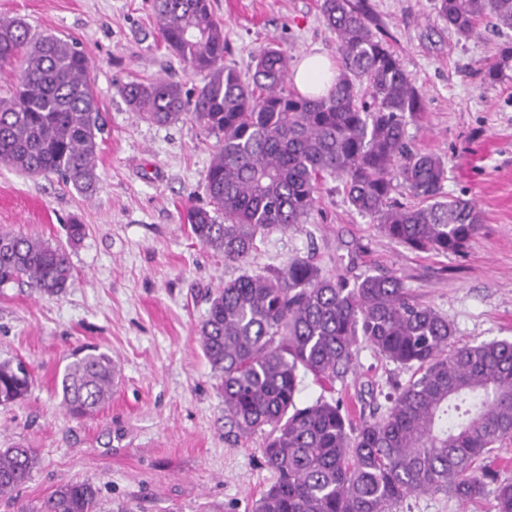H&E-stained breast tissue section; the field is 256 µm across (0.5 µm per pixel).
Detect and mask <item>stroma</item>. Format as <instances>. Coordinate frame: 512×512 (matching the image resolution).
I'll return each instance as SVG.
<instances>
[{
  "label": "stroma",
  "mask_w": 512,
  "mask_h": 512,
  "mask_svg": "<svg viewBox=\"0 0 512 512\" xmlns=\"http://www.w3.org/2000/svg\"><path fill=\"white\" fill-rule=\"evenodd\" d=\"M398 55L424 100L409 123L415 149L447 163L443 192L477 203L481 231L465 253L419 252L384 236L348 203L341 182L325 179L307 223L256 240L251 267H279L297 255L325 273L353 279L393 273L411 296L448 317L455 345L512 340V69L484 79L512 30L479 22L464 40L439 17L436 0H354ZM153 0H0V18L33 32L75 38L91 61L106 120L90 195L56 177H27L0 167V228L60 244L73 266L55 297L26 284L0 287V359L24 360L34 384L20 402L0 405V448L36 449L31 480L0 498V512H36L58 486L88 481L101 512H252L275 477L263 462L267 439L247 437L224 417V397L198 340L210 292L240 275L204 246L183 221L188 206L208 203L205 173L217 139L191 113L163 125L127 105L131 82L163 77L195 91L205 77L185 69L163 43ZM320 0H210L224 25V64L250 78L254 52L291 47L294 61L336 56ZM86 226L68 240L70 219ZM111 353L121 383L97 414L76 419L56 382L82 347ZM412 376L366 345L335 395L353 423L383 405ZM398 512H495L486 496L467 505L448 493L408 498Z\"/></svg>",
  "instance_id": "obj_1"
}]
</instances>
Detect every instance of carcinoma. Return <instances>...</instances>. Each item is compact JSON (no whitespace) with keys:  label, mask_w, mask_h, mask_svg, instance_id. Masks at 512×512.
<instances>
[{"label":"carcinoma","mask_w":512,"mask_h":512,"mask_svg":"<svg viewBox=\"0 0 512 512\" xmlns=\"http://www.w3.org/2000/svg\"><path fill=\"white\" fill-rule=\"evenodd\" d=\"M154 9L168 48L206 82L195 93L165 79L132 82L124 97L154 123L190 112L216 136L205 174L209 207L188 208L185 220L224 260L244 266L258 236L306 223L327 177L411 250L460 254L479 232L473 201L442 196L445 161L409 146L406 126L421 116L423 98L352 0H321L338 57L335 82L319 96L287 87L292 54L281 45L256 53L247 81L224 66V25L209 0H154ZM437 13L464 39L485 17L512 30V0H437ZM16 62L20 75L0 98V166L93 193L106 123L82 44L0 20V69ZM510 67L508 45L486 81ZM399 186L420 204L396 202ZM71 278L63 248L0 231V286L23 282L52 297ZM454 335L448 318L412 300L401 278L351 282L300 256L217 289L199 339L221 380L224 417L243 436L270 427L261 453L276 481L255 512H398L417 494L445 491L464 504L492 484L496 512H512V482L498 481L486 464L512 436V341L455 347ZM361 342L414 375L381 416L354 429L340 402H301L298 375L333 388ZM113 368L112 355L98 349L65 367L57 386L69 414L84 418L110 401ZM32 381L21 360H0V405L23 399ZM36 463L31 448H0V497L28 482ZM98 495L90 482L67 483L40 512H96Z\"/></svg>","instance_id":"carcinoma-1"}]
</instances>
